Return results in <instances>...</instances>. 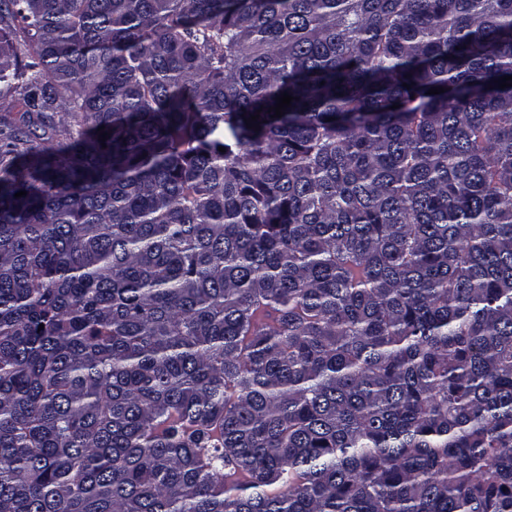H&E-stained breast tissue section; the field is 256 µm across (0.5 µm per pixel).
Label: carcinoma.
<instances>
[{
	"mask_svg": "<svg viewBox=\"0 0 512 512\" xmlns=\"http://www.w3.org/2000/svg\"><path fill=\"white\" fill-rule=\"evenodd\" d=\"M503 76L512 0H0V512H512Z\"/></svg>",
	"mask_w": 512,
	"mask_h": 512,
	"instance_id": "cac0c4a2",
	"label": "carcinoma"
}]
</instances>
